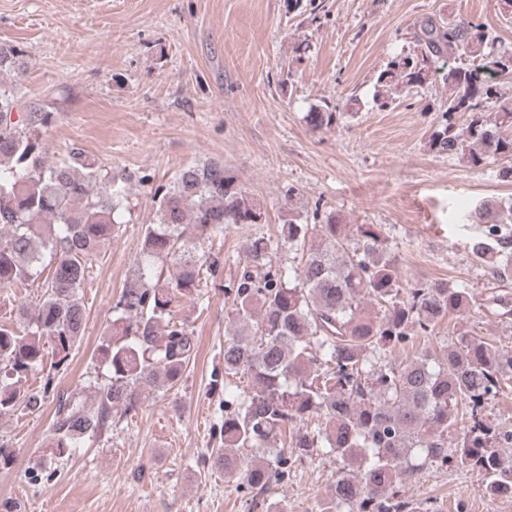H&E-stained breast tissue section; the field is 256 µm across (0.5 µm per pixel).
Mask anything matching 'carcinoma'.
<instances>
[{"label": "carcinoma", "instance_id": "obj_1", "mask_svg": "<svg viewBox=\"0 0 512 512\" xmlns=\"http://www.w3.org/2000/svg\"><path fill=\"white\" fill-rule=\"evenodd\" d=\"M417 51L393 57L376 78L372 104L398 105L433 81L445 90L442 120L429 149L478 169L512 160V47L471 21L417 22ZM0 89V288L44 279L34 303H8L0 319V417L41 410L53 376L40 389L22 380L66 365L86 325L80 291L112 239L126 199V178L102 172L71 148L46 160L43 133L54 113L31 105L18 113ZM343 113L324 104L307 113L310 126L331 128ZM265 221L264 207L208 160L179 170L158 197L141 231L135 269L112 306L108 336L97 347L104 376L94 401L70 395L58 402L49 428L52 460L62 463L100 437L112 413L128 415L145 391L177 386L195 354L196 336L176 307L215 276L224 259L206 249L230 225ZM469 221L483 225L470 239L473 258L500 283L512 281V204L485 200ZM353 239L335 212L308 224L288 211L275 240L253 237L249 266L226 292L233 295L224 340V372L211 390L224 392L221 447L200 457L248 489H267L324 448L339 468L319 512H437L410 506L398 490L405 476L434 463L478 476L480 488L512 496V429L489 419L485 407L512 389V356L479 336L392 358L419 337L435 336L450 315L476 302L467 288L445 280L402 287L395 257L367 228ZM301 255L296 269H272L273 254ZM497 315L512 320V293L490 296ZM246 378L249 388L233 385Z\"/></svg>", "mask_w": 512, "mask_h": 512}]
</instances>
